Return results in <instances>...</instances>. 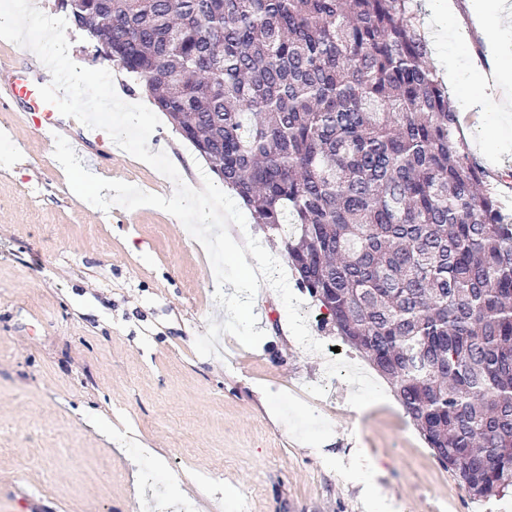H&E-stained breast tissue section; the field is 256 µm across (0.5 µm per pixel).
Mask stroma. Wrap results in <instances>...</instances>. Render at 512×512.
<instances>
[{
    "label": "stroma",
    "mask_w": 512,
    "mask_h": 512,
    "mask_svg": "<svg viewBox=\"0 0 512 512\" xmlns=\"http://www.w3.org/2000/svg\"><path fill=\"white\" fill-rule=\"evenodd\" d=\"M455 6L469 38L440 29L431 56L484 59L465 0ZM66 34L74 63L146 102L139 80ZM25 110L0 107V512H365L366 480L398 512H512V492L460 489L403 408L354 411L352 392L391 387L308 293L299 310L325 353L295 340L272 290L254 300L261 335H241L183 224L78 197ZM67 140L104 178L175 191L105 131L76 122ZM149 146L202 186L209 163L169 121Z\"/></svg>",
    "instance_id": "35a3bbf8"
}]
</instances>
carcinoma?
<instances>
[{
    "label": "carcinoma",
    "instance_id": "obj_1",
    "mask_svg": "<svg viewBox=\"0 0 512 512\" xmlns=\"http://www.w3.org/2000/svg\"><path fill=\"white\" fill-rule=\"evenodd\" d=\"M412 0H61L475 499L512 489V219Z\"/></svg>",
    "mask_w": 512,
    "mask_h": 512
}]
</instances>
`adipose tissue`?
<instances>
[{
  "instance_id": "obj_1",
  "label": "adipose tissue",
  "mask_w": 512,
  "mask_h": 512,
  "mask_svg": "<svg viewBox=\"0 0 512 512\" xmlns=\"http://www.w3.org/2000/svg\"><path fill=\"white\" fill-rule=\"evenodd\" d=\"M468 9L472 19L489 33L488 43L496 63L489 68L477 63L467 67L476 77L478 89L474 95L464 98L462 105L489 112L495 125L511 127L512 0H468ZM234 255L240 276L226 284L235 298L225 304L224 315L228 323L248 331L256 326L249 300L260 291L259 275H271L272 265L249 245L236 247Z\"/></svg>"
}]
</instances>
